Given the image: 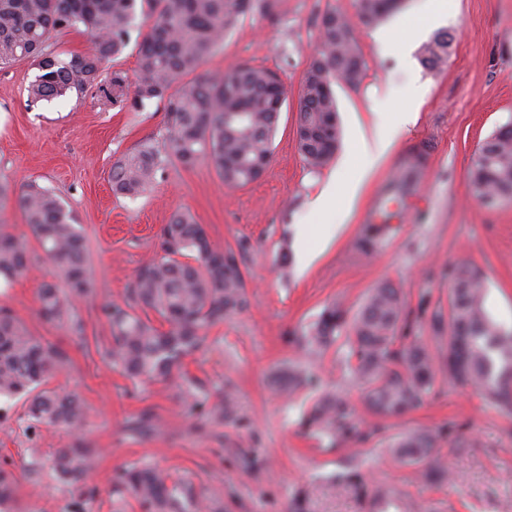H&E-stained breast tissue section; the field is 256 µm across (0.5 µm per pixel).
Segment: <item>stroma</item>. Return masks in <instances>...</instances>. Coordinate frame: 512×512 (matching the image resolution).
<instances>
[{"instance_id": "obj_1", "label": "stroma", "mask_w": 512, "mask_h": 512, "mask_svg": "<svg viewBox=\"0 0 512 512\" xmlns=\"http://www.w3.org/2000/svg\"><path fill=\"white\" fill-rule=\"evenodd\" d=\"M270 2L271 14L253 11L201 66L212 74L262 66L288 90L270 167L238 189L226 188L204 160L192 169L169 165L144 195L114 194L113 163L144 139L162 140V104L118 111L73 94L34 103L28 87L36 68L27 61L0 68V185L9 188L0 197V225L30 236L19 190L30 182L53 190L85 237L95 288L74 305L85 328L78 337L67 322H48L37 313L36 292L54 279L39 244L31 246L35 258L25 274L0 287V307L67 353L51 386L75 392L87 408L86 425L75 433L43 425L29 438L17 404L0 421V460L13 464L18 512H68L69 489L47 476L31 481L24 465L32 451L45 456L77 439L98 456L86 481L96 491L92 512H141L136 503L117 507L112 500L114 470L134 462L184 479L196 492L216 494L218 512H291L299 489L306 512H369L366 500L335 480L349 463L346 451L304 431L302 415L312 404L308 393L290 397L278 389L280 376L298 364L354 409L362 407V389L341 354L330 350L305 358L295 341L299 330L335 302L355 314L369 290L388 281L408 298L409 335L429 337L432 350H440L444 343L433 339L431 322L434 314H447L448 270L462 262L485 272L487 308L512 328V201L484 204L468 181L476 150L512 121V0H454L447 19L428 27L416 13L418 0H402L378 26L360 22L356 0ZM332 11L353 22L366 69L358 85L335 84L341 145L328 167L313 171L297 151L295 125L303 74L320 44L321 21ZM439 31L448 32L451 42L447 57L430 70L419 50ZM409 33L416 41H406ZM387 91L395 106L416 112L415 124L395 134L348 218L313 212L312 201L330 180L358 177L355 142L372 134L375 98ZM411 162L412 187L391 205L388 228L374 251L362 252L357 241L370 222L374 197ZM178 209L191 211L213 247L247 245L248 308L212 328L207 348L187 357L180 373L211 400L233 395L232 415L203 422L186 416L176 386L136 384L113 368L105 356L110 330L99 315L103 304L123 302L139 267L156 254L161 225ZM329 223L340 226L332 239L308 231L309 225ZM302 248L313 255L304 269L298 262ZM145 410L156 430L141 437L129 422ZM452 422L460 426V441L441 443L440 456L453 481H424L413 467L391 458L392 437ZM356 464L369 488L392 491L388 512H512V416L474 389L445 379L418 409L362 444Z\"/></svg>"}]
</instances>
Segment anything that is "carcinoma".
I'll list each match as a JSON object with an SVG mask.
<instances>
[{
	"label": "carcinoma",
	"instance_id": "cac0c4a2",
	"mask_svg": "<svg viewBox=\"0 0 512 512\" xmlns=\"http://www.w3.org/2000/svg\"><path fill=\"white\" fill-rule=\"evenodd\" d=\"M256 0H0V67L32 62L39 71L29 86L33 102L76 93L103 91L119 107L165 105L168 132L162 143L143 142L112 165V189L129 197L149 190L168 165L194 167L209 159L224 184L244 187L269 168L286 91L271 70L244 64L227 74H202L185 83L224 44V36L255 9ZM396 8L395 0H357L360 20L377 25ZM147 27L139 43L134 75L108 68L127 47L137 21ZM80 29L91 43L85 53L47 51L52 34ZM323 41L305 71L295 131L296 147L313 170L327 167L340 145L341 128L333 84L356 85L365 62L351 21L335 12L322 19ZM448 33L439 32L421 49L422 64L433 69L448 55ZM474 196L512 201V122L502 125L479 147L468 168ZM19 205L27 224L54 268L58 282L38 290L39 315L47 321L68 318L83 335L82 320L67 305L93 293L86 243L71 213L53 192L33 183L21 188ZM380 227L366 226L359 248L371 251ZM33 255L27 242L0 227V279L21 276ZM448 318L435 317L436 332L448 331V348L435 353L421 336L401 335L406 298L390 282L373 288L353 320L339 306L323 309L298 337L310 354L333 347L344 332L347 361L365 386L366 410L380 421H396L418 408L440 378L471 387L505 411H512V330L486 306L487 282L470 263L448 272ZM249 305L241 255L212 247L205 229L187 211H175L160 230L159 252L142 266L124 304H105L113 366L138 381L173 379L182 360L201 349L209 329ZM155 313L161 330L140 313ZM66 360L58 347L29 332L12 311L0 308V399L23 403L26 431L43 424L80 430L86 411L78 396L49 387ZM281 386L293 393L318 392L303 416L305 427L336 442H360L365 434L354 407L341 395L321 389L313 375L288 369ZM182 401L192 414H211L208 398L188 387ZM444 430L408 431L390 445L393 459L415 466L421 476L450 478L437 457ZM97 463L93 451L76 444L59 448L49 461L31 454L29 476L45 471L78 494L68 512H88L93 491L84 479ZM17 479L0 464V512H16ZM112 494L133 500L142 512H214L212 502L195 494L183 480L157 468L131 463L116 469Z\"/></svg>",
	"mask_w": 512,
	"mask_h": 512
}]
</instances>
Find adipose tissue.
<instances>
[{"mask_svg":"<svg viewBox=\"0 0 512 512\" xmlns=\"http://www.w3.org/2000/svg\"><path fill=\"white\" fill-rule=\"evenodd\" d=\"M390 94H383L377 99L379 109L378 131L370 138H360L355 147L356 160L362 176H369L392 148V133L406 129L415 124L417 114L407 108L391 109Z\"/></svg>","mask_w":512,"mask_h":512,"instance_id":"adipose-tissue-1","label":"adipose tissue"}]
</instances>
